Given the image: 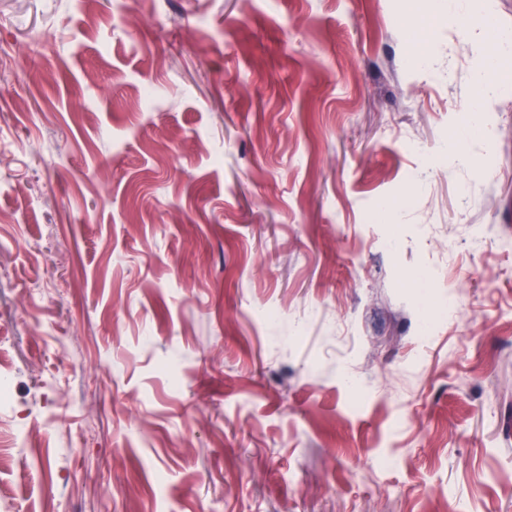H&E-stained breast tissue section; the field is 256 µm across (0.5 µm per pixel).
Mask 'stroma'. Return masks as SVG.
Segmentation results:
<instances>
[{
    "instance_id": "obj_1",
    "label": "stroma",
    "mask_w": 512,
    "mask_h": 512,
    "mask_svg": "<svg viewBox=\"0 0 512 512\" xmlns=\"http://www.w3.org/2000/svg\"><path fill=\"white\" fill-rule=\"evenodd\" d=\"M477 12L0 0V512H512ZM497 94L498 83L494 82L493 75L480 69L473 85V98L467 107L473 125H481L484 122L483 113L488 112V107Z\"/></svg>"
}]
</instances>
